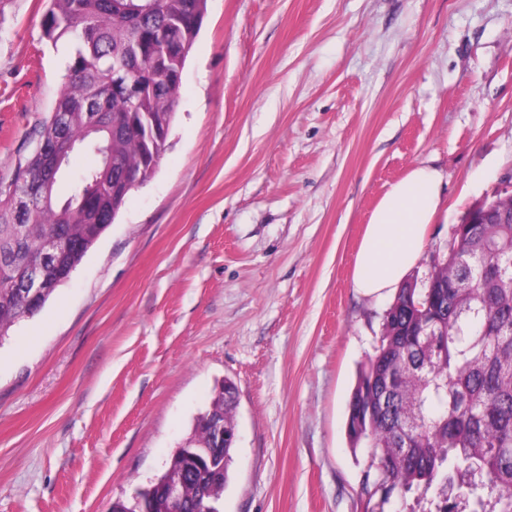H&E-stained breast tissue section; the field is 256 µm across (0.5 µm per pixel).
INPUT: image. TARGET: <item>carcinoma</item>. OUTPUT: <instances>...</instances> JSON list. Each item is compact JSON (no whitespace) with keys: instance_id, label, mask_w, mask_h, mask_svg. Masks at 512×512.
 <instances>
[{"instance_id":"obj_1","label":"carcinoma","mask_w":512,"mask_h":512,"mask_svg":"<svg viewBox=\"0 0 512 512\" xmlns=\"http://www.w3.org/2000/svg\"><path fill=\"white\" fill-rule=\"evenodd\" d=\"M44 36L66 57L55 104L36 131L49 149L71 142L93 154L67 198L55 185L69 165L48 152L18 158L0 182V341L47 298L22 290L26 266L48 243H67L48 275L80 263L129 192L159 166L186 60L207 0H46ZM38 195L18 222L10 188ZM512 223L452 227L447 254L428 278L402 285L387 309L373 356L348 402L352 447L368 449L364 491L374 512H512ZM237 387L215 393L194 424L189 453L172 456L145 491L160 502L167 480L183 483L182 512H220L235 446L209 465L212 429L237 427Z\"/></svg>"}]
</instances>
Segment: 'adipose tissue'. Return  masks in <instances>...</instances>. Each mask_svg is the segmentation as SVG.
Listing matches in <instances>:
<instances>
[{
  "instance_id": "obj_1",
  "label": "adipose tissue",
  "mask_w": 512,
  "mask_h": 512,
  "mask_svg": "<svg viewBox=\"0 0 512 512\" xmlns=\"http://www.w3.org/2000/svg\"><path fill=\"white\" fill-rule=\"evenodd\" d=\"M442 206V175L413 167L391 184L374 209L358 250L352 279L366 296L391 295L418 262L429 224Z\"/></svg>"
}]
</instances>
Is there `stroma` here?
<instances>
[{
	"instance_id": "35a3bbf8",
	"label": "stroma",
	"mask_w": 512,
	"mask_h": 512,
	"mask_svg": "<svg viewBox=\"0 0 512 512\" xmlns=\"http://www.w3.org/2000/svg\"><path fill=\"white\" fill-rule=\"evenodd\" d=\"M44 0L0 9V180L63 84ZM444 205L409 279L512 177V0H207L165 155L0 341V512H110L231 379L222 512H366L347 406L390 297L351 282L413 166Z\"/></svg>"
}]
</instances>
